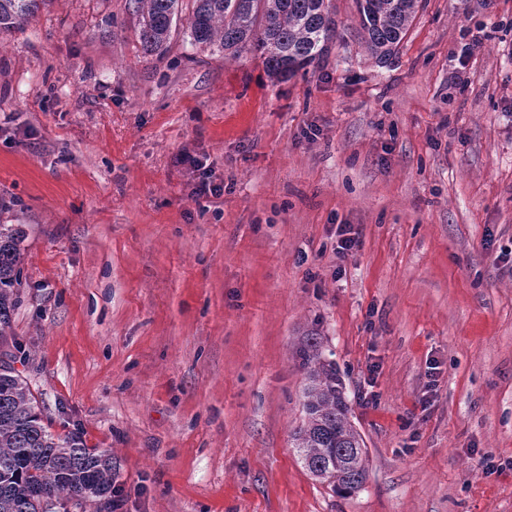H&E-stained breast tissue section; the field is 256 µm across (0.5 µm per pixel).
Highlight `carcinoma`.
I'll use <instances>...</instances> for the list:
<instances>
[{
  "instance_id": "1",
  "label": "carcinoma",
  "mask_w": 512,
  "mask_h": 512,
  "mask_svg": "<svg viewBox=\"0 0 512 512\" xmlns=\"http://www.w3.org/2000/svg\"><path fill=\"white\" fill-rule=\"evenodd\" d=\"M46 0H0V30L19 28ZM362 39L379 63L399 49L418 0H355ZM133 36L142 54L163 55L182 14L186 34L226 59L250 54L269 77L283 82L320 61L336 38L331 0H129ZM23 230L0 224V342L12 333L21 286ZM305 374V422L291 434L304 466L342 496L358 491L368 472L364 441L352 424L336 361L306 338L297 348ZM112 452L87 448L80 437L54 435L27 382L0 365V512H112Z\"/></svg>"
}]
</instances>
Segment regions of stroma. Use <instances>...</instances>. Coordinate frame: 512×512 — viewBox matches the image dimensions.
<instances>
[{
  "instance_id": "1",
  "label": "stroma",
  "mask_w": 512,
  "mask_h": 512,
  "mask_svg": "<svg viewBox=\"0 0 512 512\" xmlns=\"http://www.w3.org/2000/svg\"><path fill=\"white\" fill-rule=\"evenodd\" d=\"M333 3L279 83L180 34L142 56L128 0L0 32L14 368L111 450L118 512H512V0H421L384 65ZM307 336L368 453L346 498L291 444Z\"/></svg>"
}]
</instances>
